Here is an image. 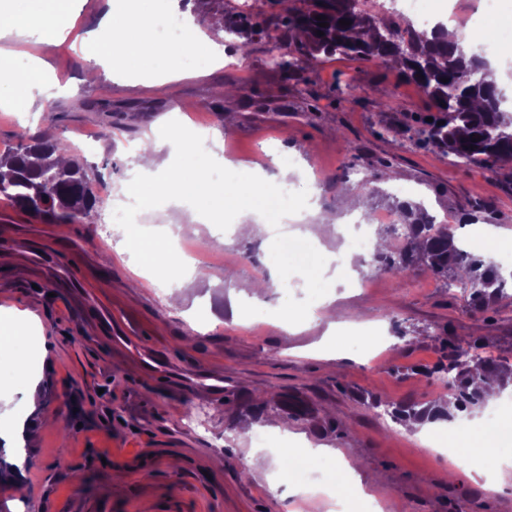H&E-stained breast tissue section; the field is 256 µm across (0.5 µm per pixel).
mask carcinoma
<instances>
[{
	"label": "carcinoma",
	"instance_id": "carcinoma-1",
	"mask_svg": "<svg viewBox=\"0 0 512 512\" xmlns=\"http://www.w3.org/2000/svg\"><path fill=\"white\" fill-rule=\"evenodd\" d=\"M193 12L224 17V32L238 39L248 52L257 35L271 45L268 63L304 73L314 63L336 55L362 59L376 67L396 69L429 100L438 115L420 130L421 141L439 157L452 156L495 174L503 158H512V113L500 106L499 89L490 80L489 65L479 53L441 40L440 32L423 39L413 30L408 37L396 34L393 9L376 0H294L281 20L255 21L250 14H224V0H183ZM323 15L327 26H318ZM350 22L342 26L339 21ZM324 35H317V31ZM480 140L472 141V135ZM0 195L29 213L67 223L89 214L99 199L89 186L83 164L59 142L33 139L0 153ZM404 223L395 245L374 255L377 269L390 274L399 285L409 272L423 266L433 276H452L469 288V301L485 307L506 296L507 281L491 260H476L454 242L446 224L434 222L421 203L396 208ZM481 347L450 340L445 345L449 361L436 369L451 378L448 412L480 409L489 404L475 381L487 374L511 373L512 365L474 354ZM390 414L397 421H428L431 410L413 402L395 405Z\"/></svg>",
	"mask_w": 512,
	"mask_h": 512
}]
</instances>
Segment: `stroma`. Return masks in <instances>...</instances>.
<instances>
[{"label":"stroma","instance_id":"35a3bbf8","mask_svg":"<svg viewBox=\"0 0 512 512\" xmlns=\"http://www.w3.org/2000/svg\"><path fill=\"white\" fill-rule=\"evenodd\" d=\"M209 38L224 50L220 66H185L168 56L154 71L178 77L156 83L144 63L124 62L129 76L99 98L85 81L81 45L49 43L39 28L24 40L0 38V52L27 72L44 62L26 120L0 108V152L52 125L58 141L81 156L93 182L124 189L136 146L155 143L176 125L215 132L231 181L269 178L263 203L278 215L280 183L291 184V213L306 214L301 176H318L317 207L338 220L354 212L424 202L448 215L456 242L472 251L491 244L488 230L512 236V166L491 174L440 158L417 132L434 110L397 71L335 57L287 78L268 63L269 44L254 39L241 54L223 31ZM363 92L351 91L352 83ZM114 117L104 125L100 107ZM96 138L94 153L83 143ZM97 219L61 224L0 199V307L36 317L0 341V446L32 454L26 493L0 484L7 512H336L333 502L295 497L288 482L272 486L273 449L308 446L312 472L328 478L336 456L353 475L374 473L384 512H512V413L499 419L507 436L492 452L502 463L494 493H485L484 462L442 478L447 461L425 450L418 431L395 422L387 406L427 404L448 395L430 370L443 362L448 338L477 340L481 356L512 363V301L473 309L468 291L425 269L405 284L371 259L350 277L308 275L303 248L231 230L235 217L192 223L185 210L157 204L138 224ZM176 226L198 256V273L182 290L180 315L165 305L161 276L146 278L129 248ZM288 268L287 286L255 298L273 267ZM331 300L337 315L357 316L371 340L340 332L334 348L322 326L295 332L275 321ZM243 304L234 319L232 303ZM24 363L15 372V360ZM37 381L41 404L30 411L26 386ZM261 421H253L257 401ZM44 423L31 438L14 435L28 413Z\"/></svg>","mask_w":512,"mask_h":512}]
</instances>
